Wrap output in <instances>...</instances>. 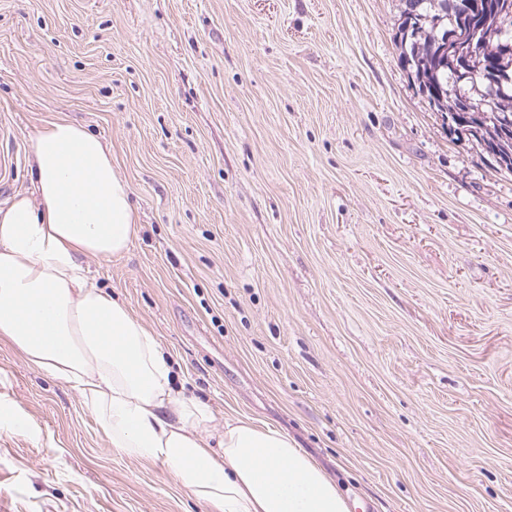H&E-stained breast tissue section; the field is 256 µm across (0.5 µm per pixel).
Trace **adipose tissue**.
I'll list each match as a JSON object with an SVG mask.
<instances>
[{
	"instance_id": "obj_1",
	"label": "adipose tissue",
	"mask_w": 512,
	"mask_h": 512,
	"mask_svg": "<svg viewBox=\"0 0 512 512\" xmlns=\"http://www.w3.org/2000/svg\"><path fill=\"white\" fill-rule=\"evenodd\" d=\"M33 192L0 209V339L70 384L117 453L171 472L212 512H349L334 477L280 429L212 427L172 386L152 331L98 288L87 259L123 255L136 233L131 187L107 142L52 122L30 148Z\"/></svg>"
}]
</instances>
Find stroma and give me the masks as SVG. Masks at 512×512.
<instances>
[{
	"mask_svg": "<svg viewBox=\"0 0 512 512\" xmlns=\"http://www.w3.org/2000/svg\"><path fill=\"white\" fill-rule=\"evenodd\" d=\"M403 0H0V207L49 122L112 147L128 251L88 259L214 426L251 418L349 512H512V175L399 62ZM7 512H208L0 340Z\"/></svg>",
	"mask_w": 512,
	"mask_h": 512,
	"instance_id": "obj_1",
	"label": "stroma"
}]
</instances>
